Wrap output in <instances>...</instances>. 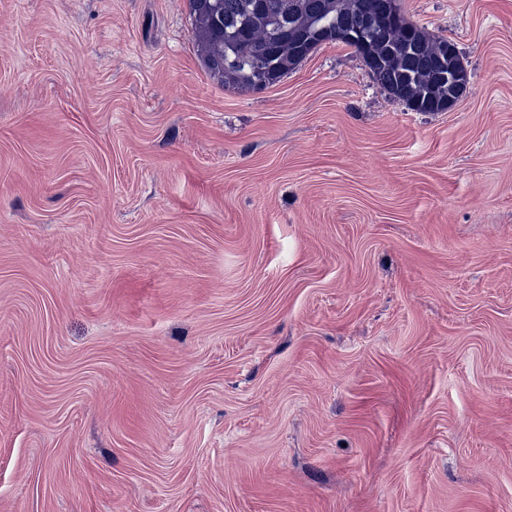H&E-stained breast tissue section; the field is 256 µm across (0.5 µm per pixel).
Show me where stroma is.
Listing matches in <instances>:
<instances>
[{
	"label": "stroma",
	"mask_w": 512,
	"mask_h": 512,
	"mask_svg": "<svg viewBox=\"0 0 512 512\" xmlns=\"http://www.w3.org/2000/svg\"><path fill=\"white\" fill-rule=\"evenodd\" d=\"M400 5L453 110L0 0V512H512V0Z\"/></svg>",
	"instance_id": "stroma-1"
}]
</instances>
